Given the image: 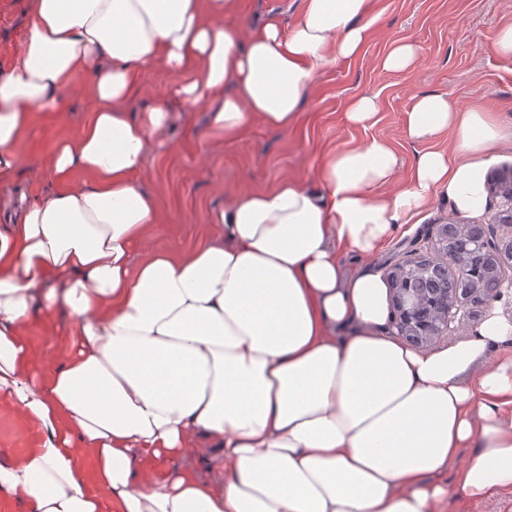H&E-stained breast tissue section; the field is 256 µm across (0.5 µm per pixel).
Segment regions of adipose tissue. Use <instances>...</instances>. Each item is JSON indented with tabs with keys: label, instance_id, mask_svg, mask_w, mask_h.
<instances>
[{
	"label": "adipose tissue",
	"instance_id": "obj_1",
	"mask_svg": "<svg viewBox=\"0 0 512 512\" xmlns=\"http://www.w3.org/2000/svg\"><path fill=\"white\" fill-rule=\"evenodd\" d=\"M233 0H38L0 71V181L33 109L54 111L73 75L95 108L46 166L56 191L0 226V397L38 432L0 458V501L25 512H446L512 494V324L492 314L466 339L418 349L396 334L381 269L343 256L383 250L434 196L488 208L483 173L512 126L444 92L417 96L407 139L424 144L409 181L372 138L330 153L325 189L299 182L239 195L221 238L186 255L132 253L158 221L138 175L173 106L210 102L235 138L253 121L293 126L319 70L357 57L381 20L372 0H303L290 25L224 17ZM176 83L127 109L141 75ZM232 94H225V84ZM451 151L430 149L441 135ZM90 179L72 186L76 173ZM73 323L65 363L39 366L24 339ZM499 351L495 367L467 372ZM224 457L215 486L179 466L197 441ZM474 454L456 478L461 449ZM170 461L158 482L142 478Z\"/></svg>",
	"mask_w": 512,
	"mask_h": 512
}]
</instances>
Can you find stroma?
Here are the masks:
<instances>
[{"label":"stroma","instance_id":"obj_1","mask_svg":"<svg viewBox=\"0 0 512 512\" xmlns=\"http://www.w3.org/2000/svg\"><path fill=\"white\" fill-rule=\"evenodd\" d=\"M36 0H0V71L8 69L24 38ZM383 20L360 55L321 70L317 92L293 128L271 129L253 123L240 137L225 140L209 130V110H175L172 125L154 141L140 183L158 201L160 219L142 245L143 251L183 253L219 232L211 216L237 196L273 187L281 179L300 181L321 193L315 177L321 158L336 149L376 136L398 153L397 184H405L420 147L404 135V114L423 92L450 94L461 109L486 108L512 124V58L492 51L498 29L512 24V0H373ZM406 40L420 49L410 69L393 73L382 67L392 43ZM376 94L380 109L375 125L350 126L345 112L352 99ZM94 102L82 77L55 111L33 109L30 130L17 147L20 180L0 183V221L17 211L21 197L51 192L55 184L46 168L33 161L56 141L73 136L88 119ZM453 212L434 198L414 223L401 227L394 240L357 267L389 269L405 260L418 237L447 223ZM34 444L33 427L0 403V451L21 458Z\"/></svg>","mask_w":512,"mask_h":512}]
</instances>
